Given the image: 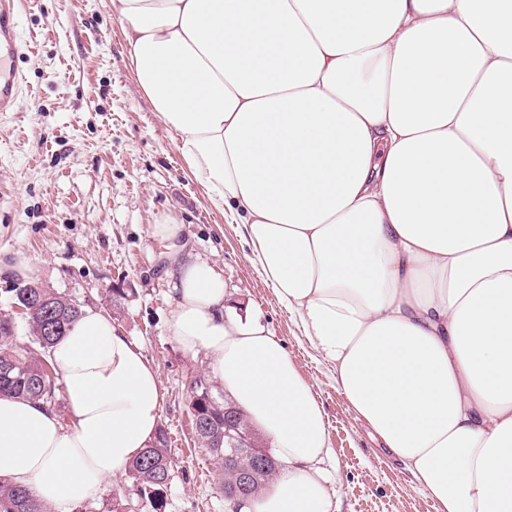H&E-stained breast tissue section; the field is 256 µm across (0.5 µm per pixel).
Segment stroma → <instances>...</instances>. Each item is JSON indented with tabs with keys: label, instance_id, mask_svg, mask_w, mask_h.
<instances>
[{
	"label": "stroma",
	"instance_id": "obj_1",
	"mask_svg": "<svg viewBox=\"0 0 512 512\" xmlns=\"http://www.w3.org/2000/svg\"><path fill=\"white\" fill-rule=\"evenodd\" d=\"M21 28L23 93L16 111L0 113V256L23 255L28 281L105 311L155 365L174 460L165 512H226L221 462L197 446L189 417L190 384L209 376L208 358L184 351L166 324L177 247L212 264L236 313L280 337L312 383L340 512H436L370 438L330 364L249 262L237 224L188 172L137 83L111 0H27ZM168 216L182 227L173 248L155 235Z\"/></svg>",
	"mask_w": 512,
	"mask_h": 512
}]
</instances>
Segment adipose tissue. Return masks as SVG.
Returning a JSON list of instances; mask_svg holds the SVG:
<instances>
[{
  "mask_svg": "<svg viewBox=\"0 0 512 512\" xmlns=\"http://www.w3.org/2000/svg\"><path fill=\"white\" fill-rule=\"evenodd\" d=\"M188 171L438 512H512V0H111ZM168 328L280 467L236 512H332L324 411L283 342L175 259ZM67 417L0 397V478L53 512L159 430L154 364L93 307Z\"/></svg>",
  "mask_w": 512,
  "mask_h": 512,
  "instance_id": "adipose-tissue-1",
  "label": "adipose tissue"
}]
</instances>
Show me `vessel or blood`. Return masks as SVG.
Here are the masks:
<instances>
[{
	"mask_svg": "<svg viewBox=\"0 0 512 512\" xmlns=\"http://www.w3.org/2000/svg\"><path fill=\"white\" fill-rule=\"evenodd\" d=\"M23 7L24 0H0V112L15 111L22 91L16 60L28 48L19 26Z\"/></svg>",
	"mask_w": 512,
	"mask_h": 512,
	"instance_id": "obj_1",
	"label": "vessel or blood"
}]
</instances>
